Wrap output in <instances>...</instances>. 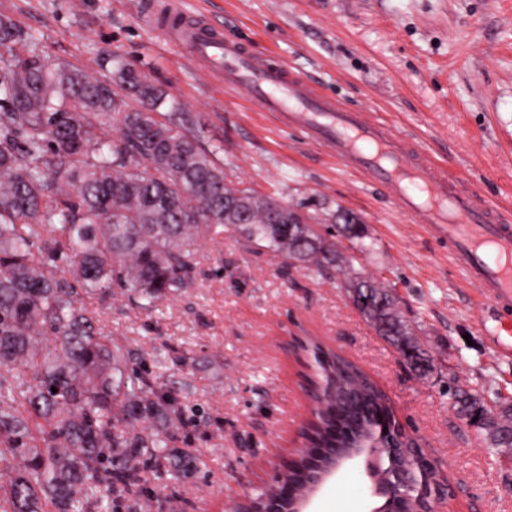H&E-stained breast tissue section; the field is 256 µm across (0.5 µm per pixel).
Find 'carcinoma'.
I'll list each match as a JSON object with an SVG mask.
<instances>
[{"label": "carcinoma", "instance_id": "1", "mask_svg": "<svg viewBox=\"0 0 512 512\" xmlns=\"http://www.w3.org/2000/svg\"><path fill=\"white\" fill-rule=\"evenodd\" d=\"M0 17V512H132L147 474L180 480L184 423L167 388L168 359L113 346L81 295L126 291L152 309L198 273L197 243L232 227L286 270L336 277L344 261L325 218L233 183L215 151L158 86L116 54L109 83L56 63ZM169 106L163 114L160 109ZM286 228L272 222L275 207ZM339 287L403 361L428 369L410 322L378 280L352 270ZM326 385L307 435L334 448L395 418L381 390L350 361L312 344ZM57 392H52L51 388ZM461 420L483 409L475 389L450 387ZM491 447L512 449V405L486 415ZM305 460L286 481L305 491Z\"/></svg>", "mask_w": 512, "mask_h": 512}]
</instances>
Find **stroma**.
<instances>
[{
	"mask_svg": "<svg viewBox=\"0 0 512 512\" xmlns=\"http://www.w3.org/2000/svg\"><path fill=\"white\" fill-rule=\"evenodd\" d=\"M145 0H0L24 36L55 61L99 70L123 56L192 117L191 132L220 146L241 182L320 214L363 221L364 249L347 264L388 282L433 362L415 375L335 281L282 269L280 256L235 232L198 247L194 284L154 312L122 292L87 299L114 343L169 358L180 396L178 431L192 450L180 481L152 479L136 512H227L292 458L310 416L303 392L314 338L366 373L397 419L448 479L447 512H512V451L493 453L457 418L449 378L480 390L488 410L512 404V335L447 250L399 204L269 112L197 76L189 57L144 27ZM226 34L274 53L349 106L385 115L396 133L451 161L463 185L512 212V0H185ZM368 480L341 469L311 512H370Z\"/></svg>",
	"mask_w": 512,
	"mask_h": 512,
	"instance_id": "stroma-1",
	"label": "stroma"
}]
</instances>
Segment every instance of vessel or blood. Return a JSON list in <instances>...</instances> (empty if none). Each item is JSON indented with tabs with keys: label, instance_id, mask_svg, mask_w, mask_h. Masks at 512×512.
<instances>
[{
	"label": "vessel or blood",
	"instance_id": "obj_1",
	"mask_svg": "<svg viewBox=\"0 0 512 512\" xmlns=\"http://www.w3.org/2000/svg\"><path fill=\"white\" fill-rule=\"evenodd\" d=\"M145 22L164 40L186 50L205 79L219 80L360 173L369 185L396 198L416 223L447 242L468 277L494 306H512V219L459 185L448 169L409 147L381 120L329 97L286 65L254 53L180 0L151 4Z\"/></svg>",
	"mask_w": 512,
	"mask_h": 512
}]
</instances>
